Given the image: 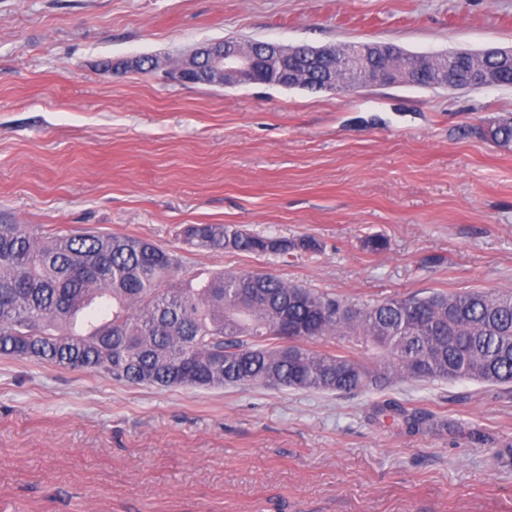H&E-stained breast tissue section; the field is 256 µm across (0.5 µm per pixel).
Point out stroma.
Returning <instances> with one entry per match:
<instances>
[{
	"label": "stroma",
	"mask_w": 512,
	"mask_h": 512,
	"mask_svg": "<svg viewBox=\"0 0 512 512\" xmlns=\"http://www.w3.org/2000/svg\"><path fill=\"white\" fill-rule=\"evenodd\" d=\"M228 38L512 49V0H0V220L139 237L203 273L359 307L512 289V148L478 133L512 117V86L315 91L104 66ZM189 224L296 247L198 251ZM386 400L461 429L379 421ZM0 512H512V391L159 388L0 357Z\"/></svg>",
	"instance_id": "obj_1"
}]
</instances>
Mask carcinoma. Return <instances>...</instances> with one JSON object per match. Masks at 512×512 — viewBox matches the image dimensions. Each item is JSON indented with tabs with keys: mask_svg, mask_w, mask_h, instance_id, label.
Instances as JSON below:
<instances>
[{
	"mask_svg": "<svg viewBox=\"0 0 512 512\" xmlns=\"http://www.w3.org/2000/svg\"><path fill=\"white\" fill-rule=\"evenodd\" d=\"M316 88L322 71L310 47L295 56ZM417 59L373 60L403 80ZM453 66L458 84L480 86L469 69L508 81L512 66L460 52L428 62ZM480 133L512 146V118ZM183 238L200 250L286 257L288 239L236 226L192 224ZM318 336L361 341L373 350L307 346ZM0 355L91 370L115 381L159 388L261 385L336 394L397 380H468L512 387V290L471 289L390 297L356 307L261 273L191 272L176 253L138 237L105 232L45 233L0 223ZM377 412L411 431L456 432L423 410L384 402Z\"/></svg>",
	"mask_w": 512,
	"mask_h": 512,
	"instance_id": "1",
	"label": "carcinoma"
}]
</instances>
